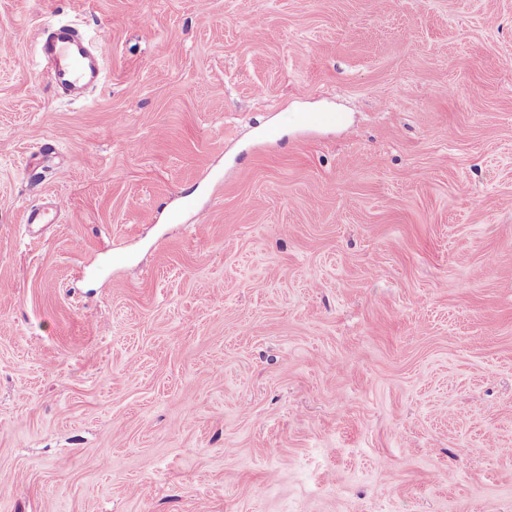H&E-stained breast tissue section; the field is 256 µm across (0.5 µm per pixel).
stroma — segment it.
<instances>
[{
    "label": "stroma",
    "mask_w": 512,
    "mask_h": 512,
    "mask_svg": "<svg viewBox=\"0 0 512 512\" xmlns=\"http://www.w3.org/2000/svg\"><path fill=\"white\" fill-rule=\"evenodd\" d=\"M506 448L512 0H0V512H512ZM42 52L53 58L52 85L68 95H80L97 85L102 75L99 57L88 49L83 36L71 26L58 24L41 43ZM63 208L64 202L60 198L52 199L51 206L49 208H29L26 213L25 224H53L55 215L58 212H60Z\"/></svg>",
    "instance_id": "stroma-1"
}]
</instances>
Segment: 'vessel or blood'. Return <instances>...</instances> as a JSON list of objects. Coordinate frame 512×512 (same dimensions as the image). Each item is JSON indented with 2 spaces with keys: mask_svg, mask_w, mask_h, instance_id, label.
I'll return each mask as SVG.
<instances>
[{
  "mask_svg": "<svg viewBox=\"0 0 512 512\" xmlns=\"http://www.w3.org/2000/svg\"><path fill=\"white\" fill-rule=\"evenodd\" d=\"M44 54L54 62L51 72L53 86L68 95H79L99 83L102 65L99 57L88 49L83 36L71 26L55 25L41 43ZM64 207L61 199H53L50 207L29 208L25 222L29 225L49 224Z\"/></svg>",
  "mask_w": 512,
  "mask_h": 512,
  "instance_id": "1",
  "label": "vessel or blood"
}]
</instances>
